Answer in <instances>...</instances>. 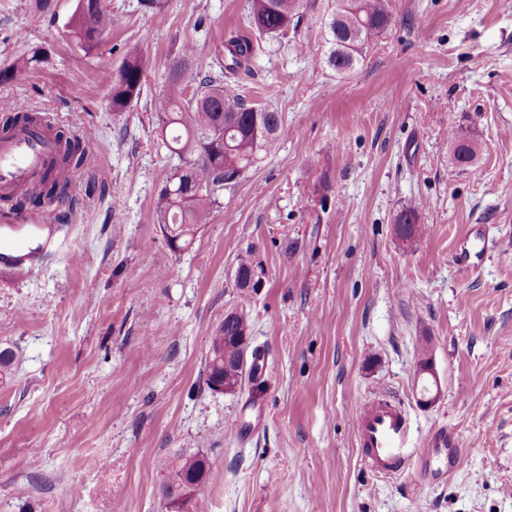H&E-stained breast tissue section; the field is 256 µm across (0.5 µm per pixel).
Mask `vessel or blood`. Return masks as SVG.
I'll return each instance as SVG.
<instances>
[{"label": "vessel or blood", "instance_id": "obj_1", "mask_svg": "<svg viewBox=\"0 0 512 512\" xmlns=\"http://www.w3.org/2000/svg\"><path fill=\"white\" fill-rule=\"evenodd\" d=\"M50 119L34 126H18L0 135V197L31 193L38 179L57 154L50 137ZM50 211L22 213L0 211V268L14 275L29 271L45 253L44 244L34 242L30 232L51 229ZM356 437L365 463L379 476H392L406 465H414L422 484L447 478L459 465L457 438L448 430L433 432L428 452L414 456L411 424L402 406L392 397L378 393L354 407Z\"/></svg>", "mask_w": 512, "mask_h": 512}]
</instances>
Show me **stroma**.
I'll use <instances>...</instances> for the list:
<instances>
[{"label": "stroma", "instance_id": "35a3bbf8", "mask_svg": "<svg viewBox=\"0 0 512 512\" xmlns=\"http://www.w3.org/2000/svg\"><path fill=\"white\" fill-rule=\"evenodd\" d=\"M76 4L0 0V68L45 52L0 100L93 134L80 194L55 208L56 249L26 276L0 272V347L17 354L0 382V512H167L157 466L183 450L211 463L183 512H512V0H390L387 30L345 74L321 59L333 0H304L298 27L261 39L251 72L224 84L280 113L277 147L180 252L155 216L179 160L154 101L184 52L190 83L216 71L251 0H166L160 18L109 0L90 52L65 28ZM132 49L142 91L116 112L109 79ZM453 131L477 171L455 164ZM412 206L423 231L404 242L394 225ZM473 224L474 271L457 258ZM247 251L264 269L255 291L234 283ZM232 310L265 353L257 393L203 381ZM381 389L416 448L440 427L457 436L446 481L367 469L352 405Z\"/></svg>", "mask_w": 512, "mask_h": 512}]
</instances>
